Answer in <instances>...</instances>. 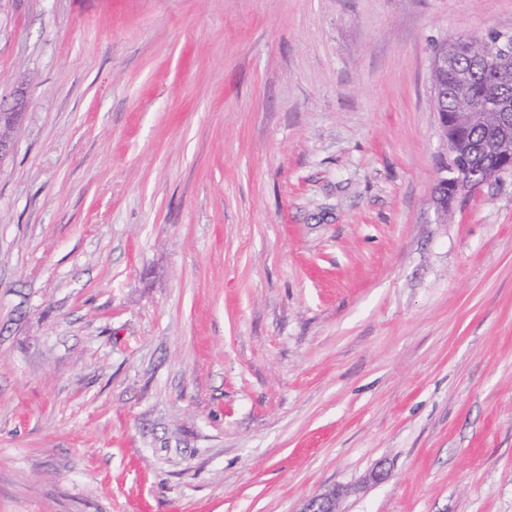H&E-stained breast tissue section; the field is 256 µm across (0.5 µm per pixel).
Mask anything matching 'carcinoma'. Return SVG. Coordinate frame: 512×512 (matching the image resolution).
<instances>
[{
    "label": "carcinoma",
    "mask_w": 512,
    "mask_h": 512,
    "mask_svg": "<svg viewBox=\"0 0 512 512\" xmlns=\"http://www.w3.org/2000/svg\"><path fill=\"white\" fill-rule=\"evenodd\" d=\"M498 37L499 32L493 31L485 36L468 35L460 39L461 76H456L453 70L443 72L436 68L431 75L433 85L448 90L443 107L448 113V170H469L473 185L485 181L487 174L495 169L494 159L483 151V141L491 131L489 118L478 108L479 101L487 95L486 79L473 70V64Z\"/></svg>",
    "instance_id": "1"
}]
</instances>
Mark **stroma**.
<instances>
[{
    "mask_svg": "<svg viewBox=\"0 0 512 512\" xmlns=\"http://www.w3.org/2000/svg\"><path fill=\"white\" fill-rule=\"evenodd\" d=\"M492 31L0 0V512H512V173L434 202V49Z\"/></svg>",
    "mask_w": 512,
    "mask_h": 512,
    "instance_id": "1",
    "label": "stroma"
}]
</instances>
